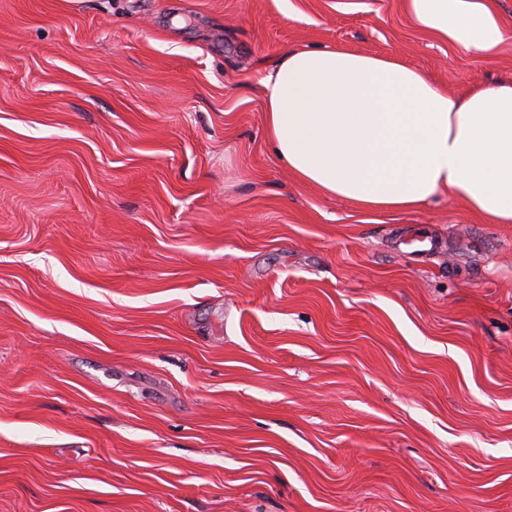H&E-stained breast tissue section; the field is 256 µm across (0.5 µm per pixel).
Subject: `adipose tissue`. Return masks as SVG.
Instances as JSON below:
<instances>
[{"instance_id":"ef3b65f1","label":"adipose tissue","mask_w":512,"mask_h":512,"mask_svg":"<svg viewBox=\"0 0 512 512\" xmlns=\"http://www.w3.org/2000/svg\"><path fill=\"white\" fill-rule=\"evenodd\" d=\"M414 23L483 58L512 39L493 0H403ZM266 135L296 177L371 211L448 194L512 224V82L452 97L400 60L288 49L262 80Z\"/></svg>"}]
</instances>
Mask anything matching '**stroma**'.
<instances>
[{"label":"stroma","mask_w":512,"mask_h":512,"mask_svg":"<svg viewBox=\"0 0 512 512\" xmlns=\"http://www.w3.org/2000/svg\"><path fill=\"white\" fill-rule=\"evenodd\" d=\"M296 46L512 79L403 0H0V512H512V224L298 182Z\"/></svg>","instance_id":"1"}]
</instances>
